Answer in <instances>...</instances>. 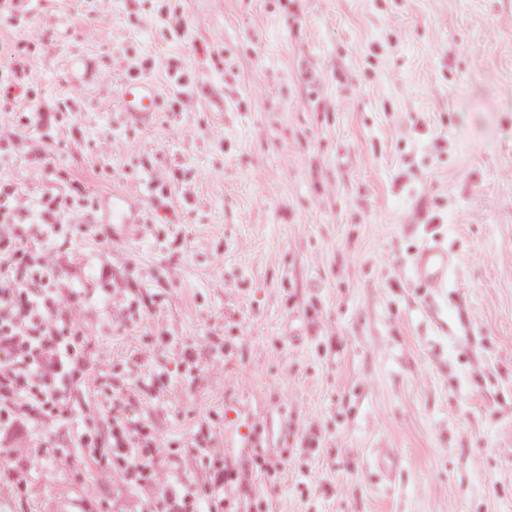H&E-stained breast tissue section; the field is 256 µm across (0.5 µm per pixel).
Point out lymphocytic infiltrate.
I'll list each match as a JSON object with an SVG mask.
<instances>
[{
  "instance_id": "lymphocytic-infiltrate-1",
  "label": "lymphocytic infiltrate",
  "mask_w": 512,
  "mask_h": 512,
  "mask_svg": "<svg viewBox=\"0 0 512 512\" xmlns=\"http://www.w3.org/2000/svg\"><path fill=\"white\" fill-rule=\"evenodd\" d=\"M0 194V394L30 399L45 416L63 419L57 390L71 371L57 266L31 252L10 200Z\"/></svg>"
}]
</instances>
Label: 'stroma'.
Returning <instances> with one entry per match:
<instances>
[{
  "label": "stroma",
  "instance_id": "stroma-1",
  "mask_svg": "<svg viewBox=\"0 0 512 512\" xmlns=\"http://www.w3.org/2000/svg\"><path fill=\"white\" fill-rule=\"evenodd\" d=\"M0 96L76 360L0 512H512V0H0ZM118 95L119 101L126 112L144 114L156 111L157 95L144 84L127 82L120 86ZM416 271L430 286H439L447 275L448 252L440 247L424 249L416 260Z\"/></svg>",
  "mask_w": 512,
  "mask_h": 512
}]
</instances>
